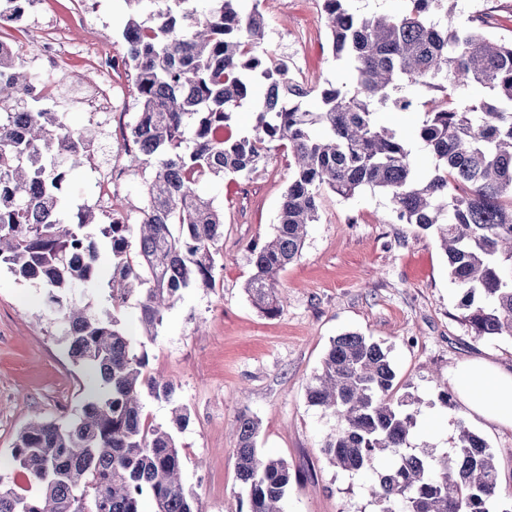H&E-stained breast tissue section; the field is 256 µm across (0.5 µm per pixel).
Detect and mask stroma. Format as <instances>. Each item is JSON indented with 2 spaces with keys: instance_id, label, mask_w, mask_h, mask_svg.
Listing matches in <instances>:
<instances>
[{
  "instance_id": "35a3bbf8",
  "label": "stroma",
  "mask_w": 512,
  "mask_h": 512,
  "mask_svg": "<svg viewBox=\"0 0 512 512\" xmlns=\"http://www.w3.org/2000/svg\"><path fill=\"white\" fill-rule=\"evenodd\" d=\"M265 42L277 57L296 56L305 81L336 82L344 70L332 55L330 32L319 0H260ZM457 20L488 14L494 31L512 36V0H458ZM145 16L133 0H30L22 23L0 24V38L23 46L36 74L57 75L53 99L37 108L68 115L72 127L93 121L87 99L102 84L112 87V114L102 117L90 163L75 170L64 197L69 207L95 202L97 181L110 157L127 167L112 184L110 206L136 215L144 204L145 173L129 167L123 152L128 125L139 108L132 74L102 72V59L120 49L130 15ZM44 30L61 41L64 66L42 57L34 40ZM291 170L278 150L249 177L206 182L202 192L224 210L221 267L210 287L191 288L169 310L155 337L140 326L137 300L121 317L136 351L146 352L148 372L170 379L190 412L177 435L182 479L199 512H240L233 424L248 410L261 421L257 446L286 460L298 476L283 512H377L365 492L367 474H348L321 452L335 426L323 409L310 405L306 385L333 338L354 331L390 351L398 391L417 398L414 445L447 449L464 421L493 449L502 486L512 487V427L486 421L454 401L445 406L439 386L452 383L464 362L483 358L512 366V340L479 339L461 320L460 291L436 239L400 223L387 196L363 190L345 199L327 194L310 225L300 257L280 273L281 311L273 318L248 302L244 284L251 272L249 247L272 237ZM98 278L72 288L70 298L109 305L106 283L112 254L98 242ZM61 319L47 303L45 288L0 268V472L16 489L27 483L12 461L17 432L34 415L77 419L99 382L73 361Z\"/></svg>"
}]
</instances>
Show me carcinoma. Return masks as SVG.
<instances>
[{"label":"carcinoma","mask_w":512,"mask_h":512,"mask_svg":"<svg viewBox=\"0 0 512 512\" xmlns=\"http://www.w3.org/2000/svg\"><path fill=\"white\" fill-rule=\"evenodd\" d=\"M130 18L112 70L134 72L140 105L129 124V166L150 171L136 222L97 204L65 217L63 188L92 160L99 125L73 128L64 112L29 106L47 80L26 57L0 49V264L48 290L67 323L69 353L102 391L79 419L39 418L18 432L11 455L34 491L0 474V512H198L181 478L175 433L190 414L174 383L148 374L118 314L136 296L148 336L188 288L215 281L224 211L199 191L208 180L246 178L277 147L293 171L273 236L250 246L249 303L280 312L278 276L319 221L325 192L350 199L384 193L396 218L433 231L462 294V320L477 338L512 340V40L489 17L455 24L456 0H403L399 10L358 14L351 0H320L342 85H312L264 44L259 0H150ZM248 103L251 129L224 135ZM391 108L421 118L402 128L379 121ZM429 150L423 171L412 149ZM112 253L111 309L90 314L65 299L96 279L98 250ZM388 351L359 333L332 339L306 389L336 419L322 450L337 469L368 472L378 512H512L487 441L457 421L446 452L411 442L416 411L396 395ZM171 406L170 425L144 415V396ZM260 423L236 417V477L246 512H281L288 462L258 452Z\"/></svg>","instance_id":"1"}]
</instances>
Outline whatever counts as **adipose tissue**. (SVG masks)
<instances>
[{
	"mask_svg": "<svg viewBox=\"0 0 512 512\" xmlns=\"http://www.w3.org/2000/svg\"><path fill=\"white\" fill-rule=\"evenodd\" d=\"M454 382L459 399L471 412L512 426V371L473 359L456 370Z\"/></svg>",
	"mask_w": 512,
	"mask_h": 512,
	"instance_id": "adipose-tissue-1",
	"label": "adipose tissue"
}]
</instances>
